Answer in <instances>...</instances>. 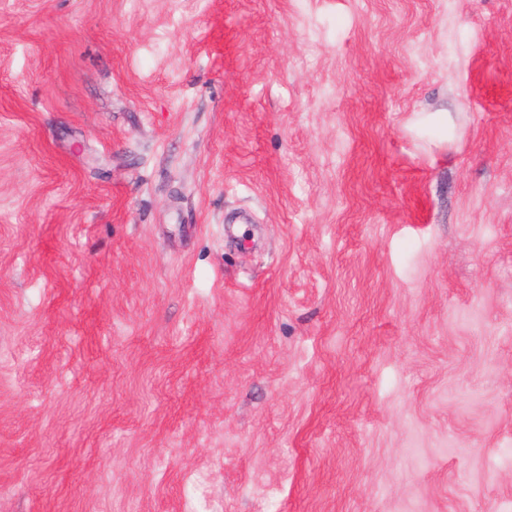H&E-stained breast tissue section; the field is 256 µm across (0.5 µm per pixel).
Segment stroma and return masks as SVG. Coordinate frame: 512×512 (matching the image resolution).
I'll return each mask as SVG.
<instances>
[{"mask_svg": "<svg viewBox=\"0 0 512 512\" xmlns=\"http://www.w3.org/2000/svg\"><path fill=\"white\" fill-rule=\"evenodd\" d=\"M0 512H512V0H0ZM421 128H437L439 136L430 141V144L441 146L448 142V136L453 132L454 126L452 119L447 112H430L422 115L418 120Z\"/></svg>", "mask_w": 512, "mask_h": 512, "instance_id": "1", "label": "stroma"}]
</instances>
